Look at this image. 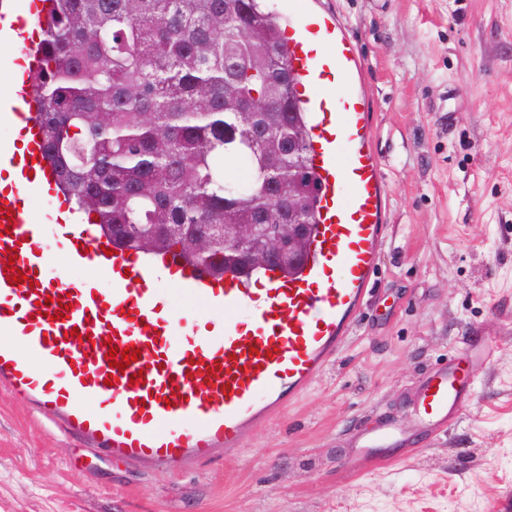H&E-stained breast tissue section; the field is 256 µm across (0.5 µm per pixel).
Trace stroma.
Returning <instances> with one entry per match:
<instances>
[{
    "instance_id": "1",
    "label": "stroma",
    "mask_w": 512,
    "mask_h": 512,
    "mask_svg": "<svg viewBox=\"0 0 512 512\" xmlns=\"http://www.w3.org/2000/svg\"><path fill=\"white\" fill-rule=\"evenodd\" d=\"M320 3L363 64L387 187V246L345 347L287 414L187 474L97 456L50 412L0 388V512H512V0H266L282 20ZM494 336L446 432L409 414L423 374ZM383 417L390 466L351 437Z\"/></svg>"
}]
</instances>
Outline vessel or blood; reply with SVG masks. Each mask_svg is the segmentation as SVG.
Returning <instances> with one entry per match:
<instances>
[{
  "label": "vessel or blood",
  "instance_id": "b4317fda",
  "mask_svg": "<svg viewBox=\"0 0 512 512\" xmlns=\"http://www.w3.org/2000/svg\"><path fill=\"white\" fill-rule=\"evenodd\" d=\"M44 0H0V41L16 45L12 91L0 96V385L50 411L67 434L97 455L124 458L160 473H186L242 447L279 418L349 339L370 296L386 242V187L370 141L364 95L352 86L359 56L330 13L282 27L297 94L311 120L312 164L320 222L308 255L291 276L265 270L263 294L237 274L215 281L175 255L162 260L121 250L68 212L49 165L31 78L41 48L27 22ZM39 197L49 206L36 214ZM66 248L81 279L52 274L49 240ZM25 282L8 279L9 269ZM173 281L222 321L176 313L162 290ZM135 346L125 369L109 366L110 348ZM495 342L474 339L469 354L423 379L412 414L421 428L442 429L471 400L474 371ZM402 434L397 423L357 437V458L386 467L381 451Z\"/></svg>",
  "mask_w": 512,
  "mask_h": 512
}]
</instances>
